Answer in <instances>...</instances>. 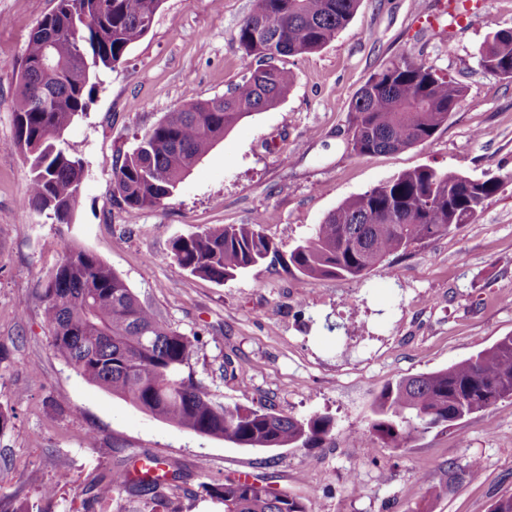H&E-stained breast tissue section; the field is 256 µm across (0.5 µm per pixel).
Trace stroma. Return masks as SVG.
<instances>
[{
    "label": "stroma",
    "instance_id": "obj_1",
    "mask_svg": "<svg viewBox=\"0 0 512 512\" xmlns=\"http://www.w3.org/2000/svg\"><path fill=\"white\" fill-rule=\"evenodd\" d=\"M52 6L0 0V412L9 417L0 469L14 476L5 496L43 512H92L83 489L145 454L178 469L167 512H223L202 484L227 477L300 497L309 512H490L512 495V398L412 434L401 448L371 428L388 384L512 334V183L476 223L390 256L360 279L303 280L276 266L219 284L188 276L170 251L177 237L208 226L256 224L286 255L343 201L406 171L512 173V80L478 59L490 31L512 28V0H471L466 23L454 26L448 0H361L323 49L278 59L294 83L276 106L226 133L163 207L138 210L112 194L113 164L169 112L242 80L234 37L254 8V0H163L151 30L64 134L88 169L69 226L20 209L29 165L12 148L21 58ZM405 54L460 83L459 105L425 144L350 154L343 131L355 94ZM71 241L168 324L199 335L190 370L222 401L330 415V439L319 448H240L145 415L78 376L54 353L35 294ZM229 358L245 371H226ZM52 483L56 495L42 502Z\"/></svg>",
    "mask_w": 512,
    "mask_h": 512
}]
</instances>
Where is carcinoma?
Masks as SVG:
<instances>
[{
    "label": "carcinoma",
    "instance_id": "1",
    "mask_svg": "<svg viewBox=\"0 0 512 512\" xmlns=\"http://www.w3.org/2000/svg\"><path fill=\"white\" fill-rule=\"evenodd\" d=\"M31 30L15 92L14 148L31 179L21 207L69 225L86 178L65 130L94 100L99 75L122 64L151 29L163 0H54ZM360 0H256L258 10L235 41L262 65L227 95L169 113L115 165L112 193L132 208L156 209L192 168L243 118L277 105L293 75L274 64L283 56L322 49L354 17ZM480 65L512 79V28L490 32ZM464 94L423 60L404 55L383 65L357 91L345 130L346 149L360 157L424 144L447 124ZM505 178H470L420 167L349 198L283 258L258 224L214 225L175 239L173 261L188 275L217 283L278 263L301 278H361L391 255L451 228L477 221ZM43 314L56 354L85 380L143 413L190 433L240 448H319L331 435L328 414L307 418L221 401L203 381L184 374L195 355L189 337L140 302L124 280L93 253L69 247L40 284ZM512 397V335L448 367L386 386L373 429L399 448L414 432L451 425ZM137 475L115 471L84 495L110 512L112 494L134 490L157 501L169 463L149 457ZM224 512H308L304 501L248 479L204 484Z\"/></svg>",
    "mask_w": 512,
    "mask_h": 512
}]
</instances>
